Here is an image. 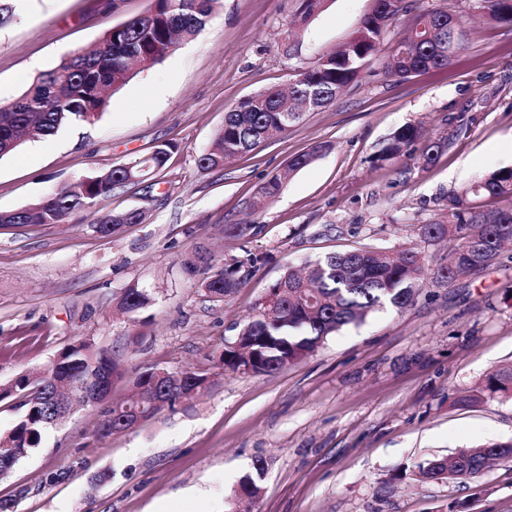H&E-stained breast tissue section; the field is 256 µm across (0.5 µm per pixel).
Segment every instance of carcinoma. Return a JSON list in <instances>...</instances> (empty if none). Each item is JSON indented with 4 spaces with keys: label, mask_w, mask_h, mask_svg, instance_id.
Instances as JSON below:
<instances>
[{
    "label": "carcinoma",
    "mask_w": 512,
    "mask_h": 512,
    "mask_svg": "<svg viewBox=\"0 0 512 512\" xmlns=\"http://www.w3.org/2000/svg\"><path fill=\"white\" fill-rule=\"evenodd\" d=\"M219 0H152L149 10L110 28L101 42L63 59L54 68L34 79L13 103L0 108V158L13 153L24 135L52 136L73 120L88 121L104 110L106 91L118 90L133 75L135 66L161 61L175 49L176 40H187L200 33L210 21ZM372 14L361 22L360 31L344 47L322 55L298 73L297 88L288 91L291 104L284 105L279 90H266L235 106L224 115V125L216 137V147L199 157L201 168L215 170L248 152L260 142L288 131L302 119L303 94L318 91L325 103L336 97L373 63L376 44L389 24L400 16L408 17L405 36L383 63L388 76L407 78L448 64L466 45L463 15L443 10L422 11L408 0H376ZM468 9L479 12L493 23L512 25V0H467ZM420 146V158L431 164L445 147L442 141L424 138L421 129L407 125L398 129L383 149L391 158L411 146ZM175 146L162 144L151 154L115 164L111 169L64 187L36 204L14 211L0 212V224H62L80 211H92L97 198L144 181L163 171ZM321 151L316 145L294 156L293 172L306 167ZM498 199L503 207L486 212L477 201ZM93 223L104 234L120 224H137L142 213L129 210L118 214L93 211ZM452 232L456 244L448 261L436 274L441 282L470 277L500 259L496 247L512 242V168L499 169L469 186L462 194L448 199V224H427L422 234L436 239ZM254 259L234 260L205 282L206 291L222 298L242 287ZM424 265L420 253L412 249L397 254L357 248L331 253L311 263L303 275L288 270L270 288L279 311L264 314L263 302L257 313L240 331L242 341L252 347L244 359L224 345L220 356L224 366L254 374H270L306 358L332 333L364 319L368 312L389 305L397 310L408 306L422 286ZM151 304L147 291L135 287L121 296L119 307L139 314ZM117 363L103 349L81 342L62 349L45 367L43 376L55 379L54 387L64 395L66 381L83 382L93 376L104 378L112 387ZM135 398L114 403L103 411L99 432L103 435L132 429L158 410L156 401L169 406L205 394L208 378L192 371L179 374L157 367L147 368L133 380ZM16 392L22 396V413L15 426L0 433V448H24L31 454L41 443L49 422L50 400L44 393H32L17 377L0 389V396ZM497 396L512 397V365L493 370L484 384L460 399L469 404ZM512 459V442L480 445L459 450L448 465L434 458L418 464L410 472L416 482L459 481L478 477L491 460ZM256 476L240 483L236 497L251 500L262 492L263 461L254 465Z\"/></svg>",
    "instance_id": "carcinoma-1"
}]
</instances>
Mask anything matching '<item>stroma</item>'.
<instances>
[{"instance_id":"obj_1","label":"stroma","mask_w":512,"mask_h":512,"mask_svg":"<svg viewBox=\"0 0 512 512\" xmlns=\"http://www.w3.org/2000/svg\"><path fill=\"white\" fill-rule=\"evenodd\" d=\"M151 0H18L0 29V105L43 71L96 45ZM464 13L467 43L444 69L385 75L407 19L380 40L376 61L328 107L223 169L204 170L225 112L353 38L375 0H327L306 23L299 0H220L207 28L111 93L97 118L26 140L0 158V211L37 203L113 165L174 144L154 183L99 198L64 224L0 225V385L36 373L62 348L89 342L122 371L109 401L149 367L194 371L202 397L163 407L139 427L97 432L101 406L76 408L29 457L0 477L16 512H230L232 490L266 470L262 495L240 512H512V461L467 483H415L403 471L478 444L512 440V397L458 399L512 364V247L470 278L433 274L455 244L421 228L448 221V199L512 167V26L468 14L465 0H417ZM446 141L431 164L418 152L385 160L401 127ZM323 145L308 166L291 158ZM284 176L257 205L259 186ZM139 209V224L101 234L94 212ZM245 225L242 236L227 226ZM356 247L420 252L426 278L405 309L370 312L312 355L268 375L224 368L226 343L287 270ZM253 257L242 288L217 299L205 280ZM147 290L139 320L118 309ZM106 482H98L100 473ZM151 304V297L146 290L131 287L121 296L119 307L127 313L139 314Z\"/></svg>"}]
</instances>
